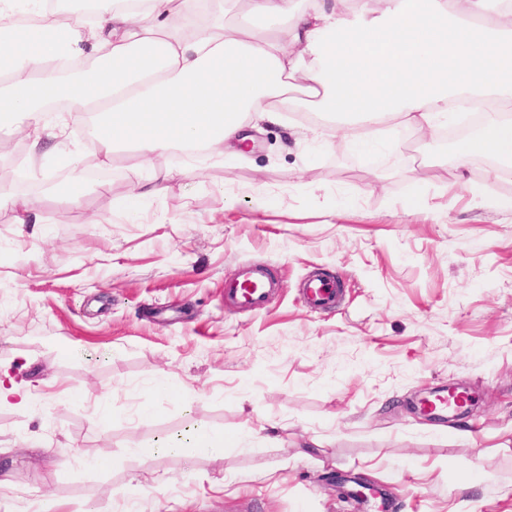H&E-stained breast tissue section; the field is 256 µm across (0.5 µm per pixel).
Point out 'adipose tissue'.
Returning a JSON list of instances; mask_svg holds the SVG:
<instances>
[{
  "mask_svg": "<svg viewBox=\"0 0 512 512\" xmlns=\"http://www.w3.org/2000/svg\"><path fill=\"white\" fill-rule=\"evenodd\" d=\"M92 16L41 27L16 25L0 0V128L27 118L41 147L55 139L68 99L93 123L103 163L129 150L143 163L167 152L237 154L249 119L280 121L299 100L381 139L390 119L418 133L445 117L450 100L495 105L459 146L512 166V0H385L348 9L345 0H250L288 35L257 37L246 25H199L188 0H97ZM90 45L98 67L73 65Z\"/></svg>",
  "mask_w": 512,
  "mask_h": 512,
  "instance_id": "1",
  "label": "adipose tissue"
}]
</instances>
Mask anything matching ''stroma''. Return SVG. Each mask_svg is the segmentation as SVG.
<instances>
[{
	"label": "stroma",
	"instance_id": "35a3bbf8",
	"mask_svg": "<svg viewBox=\"0 0 512 512\" xmlns=\"http://www.w3.org/2000/svg\"><path fill=\"white\" fill-rule=\"evenodd\" d=\"M82 128L39 158L0 130V166L68 182L71 155L97 156ZM253 135L240 156H155L171 177L134 214L131 153L80 206L41 193L20 224L0 205V367L30 398L0 405V506L512 512V210L491 205L512 177L416 153L408 128L367 146L290 112ZM247 266L274 282L258 309L224 294ZM315 275L337 307L306 304ZM451 382L476 412L418 421V392ZM190 417L223 451L155 453ZM100 451L110 466L89 467ZM333 471L385 499L349 507Z\"/></svg>",
	"mask_w": 512,
	"mask_h": 512
}]
</instances>
